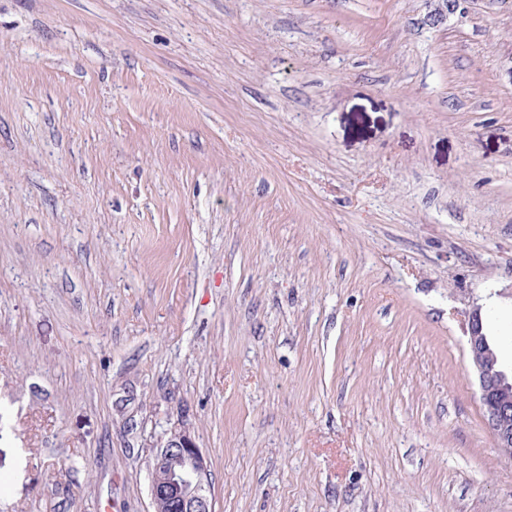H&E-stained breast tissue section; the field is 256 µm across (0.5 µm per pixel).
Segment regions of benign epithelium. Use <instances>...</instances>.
I'll return each mask as SVG.
<instances>
[{"label":"benign epithelium","mask_w":512,"mask_h":512,"mask_svg":"<svg viewBox=\"0 0 512 512\" xmlns=\"http://www.w3.org/2000/svg\"><path fill=\"white\" fill-rule=\"evenodd\" d=\"M468 348L486 425L495 447L512 461V376L503 370L488 342L479 309L470 317ZM150 497L154 512L169 508L173 512H212L207 462L184 423L172 428L157 449L151 464Z\"/></svg>","instance_id":"benign-epithelium-1"}]
</instances>
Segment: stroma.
<instances>
[{
	"instance_id": "obj_1",
	"label": "stroma",
	"mask_w": 512,
	"mask_h": 512,
	"mask_svg": "<svg viewBox=\"0 0 512 512\" xmlns=\"http://www.w3.org/2000/svg\"><path fill=\"white\" fill-rule=\"evenodd\" d=\"M0 0V512H512V0ZM469 362L478 379L479 401L495 447L512 461V374L503 370L498 356L490 346L481 310L470 317L468 336ZM157 449L150 471V497L156 512H212L205 457L183 422Z\"/></svg>"
}]
</instances>
